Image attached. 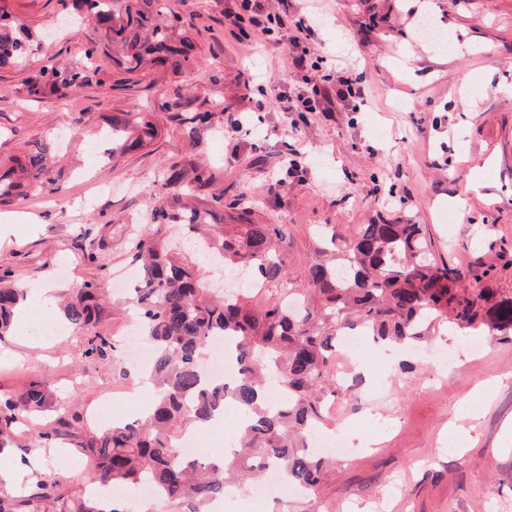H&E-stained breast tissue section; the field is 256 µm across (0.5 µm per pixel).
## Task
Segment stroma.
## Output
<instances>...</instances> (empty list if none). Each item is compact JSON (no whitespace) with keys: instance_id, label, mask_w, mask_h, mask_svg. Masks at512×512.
<instances>
[{"instance_id":"obj_1","label":"stroma","mask_w":512,"mask_h":512,"mask_svg":"<svg viewBox=\"0 0 512 512\" xmlns=\"http://www.w3.org/2000/svg\"><path fill=\"white\" fill-rule=\"evenodd\" d=\"M280 13V39L241 35L233 10L239 0H169L172 15L195 46V65L175 75L147 69L137 83L118 82L101 55L82 92L32 100L27 73L47 58L82 64L92 23L78 34L53 29L65 0H0L18 26L42 34L27 71L0 70V159L27 143L80 127L83 139L63 158L64 188L0 207V225L12 227L0 244V273L35 295L76 292L88 280L110 291L112 304L99 330L128 317L126 293L112 276L130 269L129 225L139 223L159 170L174 162L208 167L225 201L247 194L252 218L287 225L290 277L303 282L322 248L315 225L341 235L358 225L410 219L426 225L442 259L468 268L493 240L512 244V0H265ZM309 14L313 32L297 39L296 15ZM430 19L447 50L420 35ZM349 70L365 101L335 102L328 112H286L276 96L309 93L325 75ZM153 111L159 135L112 161L95 157V130L103 116L132 108ZM185 112H208L212 124L188 133ZM242 116L231 127L229 114ZM86 336L59 322L55 336L0 338V394L31 376L43 378L54 406L99 423L103 390L121 383L123 358L85 357ZM342 367L352 387L326 400L331 430L362 435L382 427L379 443L333 458L316 497L250 500L224 512H512V335L488 341L479 358L462 354L433 376L425 360L412 372L382 364L369 382L356 358ZM480 403L464 418L462 406ZM5 459H23L18 485L61 475L78 490L84 472L60 468L59 450L26 439Z\"/></svg>"}]
</instances>
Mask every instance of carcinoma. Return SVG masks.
Here are the masks:
<instances>
[{
	"label": "carcinoma",
	"instance_id": "obj_1",
	"mask_svg": "<svg viewBox=\"0 0 512 512\" xmlns=\"http://www.w3.org/2000/svg\"><path fill=\"white\" fill-rule=\"evenodd\" d=\"M59 31L85 22L102 38L85 45L83 68L60 70L50 63L26 81L28 96L58 97L87 86L84 70L109 50L126 76L149 64L182 73L195 61L191 41L177 32L178 18L167 19L166 0H71ZM11 16L0 12V69L24 70L32 54V36L16 34ZM210 112H187L189 132L207 125ZM103 154L113 159L140 148L156 136L153 113L137 109L105 119ZM58 142L35 141L22 155L0 161V205L17 198L62 189L54 156ZM214 173L177 163L165 167L150 194L145 227L131 236L133 260L141 267L135 289L136 316L143 341L153 352L145 371L154 386L150 412L132 423L114 422L87 429L78 415H61L56 426L38 437L62 441L90 459L89 478L129 491L150 483L155 500L187 504L185 512L224 496L232 479L246 480L257 470L277 469L283 481L308 493L323 479L324 459L309 451L308 433L327 424L322 396L340 389L335 353L338 337L364 330L382 344L414 346L439 328L512 334V298L489 304L481 284L494 266L479 260L466 272L436 255L423 224L396 220L361 224L336 253V262L310 264L304 286L288 276L284 224H254L247 212L238 223L224 224V190H214L202 206L183 202L199 197ZM220 262L246 271L250 280L273 288L278 300L257 305L250 293L224 295L208 285L205 264ZM104 289L89 281L63 307L75 329L88 332L85 355L112 358L115 344L95 332L107 315ZM25 289L0 276V337L13 325ZM232 342L237 364L231 384L203 376L212 341ZM278 379L283 402L271 397L266 376ZM232 403L246 417L238 450L219 468L182 455L179 436L224 413ZM51 407L46 382L35 376L20 390L0 395V450L17 448L16 439L31 431L32 419ZM0 512H129L120 503L108 508L85 491L70 493L54 476L37 481L21 494L0 485Z\"/></svg>",
	"mask_w": 512,
	"mask_h": 512
}]
</instances>
